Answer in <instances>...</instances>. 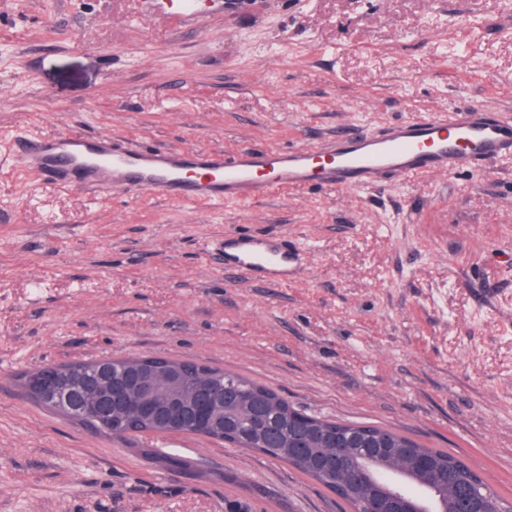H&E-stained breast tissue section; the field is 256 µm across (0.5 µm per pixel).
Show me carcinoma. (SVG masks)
<instances>
[{
	"instance_id": "obj_1",
	"label": "carcinoma",
	"mask_w": 512,
	"mask_h": 512,
	"mask_svg": "<svg viewBox=\"0 0 512 512\" xmlns=\"http://www.w3.org/2000/svg\"><path fill=\"white\" fill-rule=\"evenodd\" d=\"M77 363L51 365L25 376L33 398L36 387H50ZM122 376L115 391L116 420L94 414L88 426L111 434L133 428L157 435H197L268 454L317 480L346 501L353 512H385L401 494L412 499L415 512H463L436 475L475 492L487 512H512V503L497 494L462 459L445 450L428 448L391 429L354 425L309 415L275 391L230 372L189 361L153 356L118 359ZM157 385L155 397L140 412H125L122 404L144 382ZM142 453L158 465L185 468L190 461L163 448Z\"/></svg>"
}]
</instances>
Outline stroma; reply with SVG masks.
<instances>
[{
  "label": "stroma",
  "instance_id": "stroma-1",
  "mask_svg": "<svg viewBox=\"0 0 512 512\" xmlns=\"http://www.w3.org/2000/svg\"><path fill=\"white\" fill-rule=\"evenodd\" d=\"M0 0V512H346L288 463L209 438L116 439L26 395L45 365L152 355L461 457L512 501V156L358 191L215 206L51 187L18 133L316 146L353 124L512 116V0ZM305 249L285 284L225 272L228 235ZM200 0H142V11L178 24L201 16ZM143 454L162 467L185 468L190 465L187 458L167 451L165 448H147L144 449Z\"/></svg>",
  "mask_w": 512,
  "mask_h": 512
}]
</instances>
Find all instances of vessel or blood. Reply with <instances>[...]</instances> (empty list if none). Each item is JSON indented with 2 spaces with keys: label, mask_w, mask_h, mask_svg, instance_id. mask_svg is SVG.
Here are the masks:
<instances>
[{
  "label": "vessel or blood",
  "mask_w": 512,
  "mask_h": 512,
  "mask_svg": "<svg viewBox=\"0 0 512 512\" xmlns=\"http://www.w3.org/2000/svg\"><path fill=\"white\" fill-rule=\"evenodd\" d=\"M143 11L178 24L201 16L199 0H142ZM512 155V118L470 106L388 123L355 127L325 145L288 149L260 146L225 153L191 148L133 146L104 134L20 135L12 156L48 186L141 192L181 201L240 202L284 188L359 190L385 177L483 171ZM224 267L248 279L285 283L303 252L282 236L225 237Z\"/></svg>",
  "instance_id": "1"
}]
</instances>
